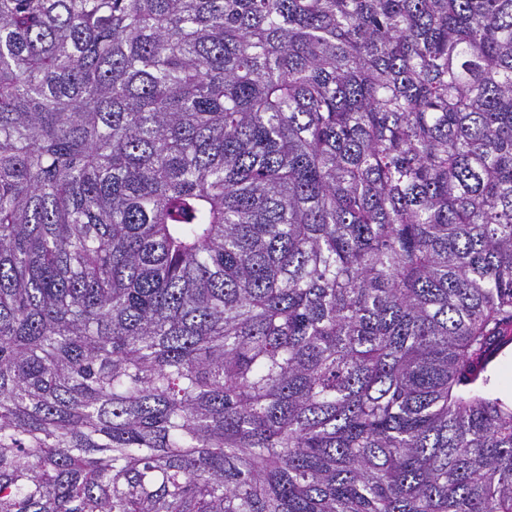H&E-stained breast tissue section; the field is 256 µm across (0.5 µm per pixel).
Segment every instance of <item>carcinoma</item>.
I'll return each mask as SVG.
<instances>
[{"label": "carcinoma", "mask_w": 512, "mask_h": 512, "mask_svg": "<svg viewBox=\"0 0 512 512\" xmlns=\"http://www.w3.org/2000/svg\"><path fill=\"white\" fill-rule=\"evenodd\" d=\"M512 0H0V512H512ZM493 363L492 375L494 388L497 395L511 399L512 398V346L510 345Z\"/></svg>", "instance_id": "carcinoma-1"}]
</instances>
